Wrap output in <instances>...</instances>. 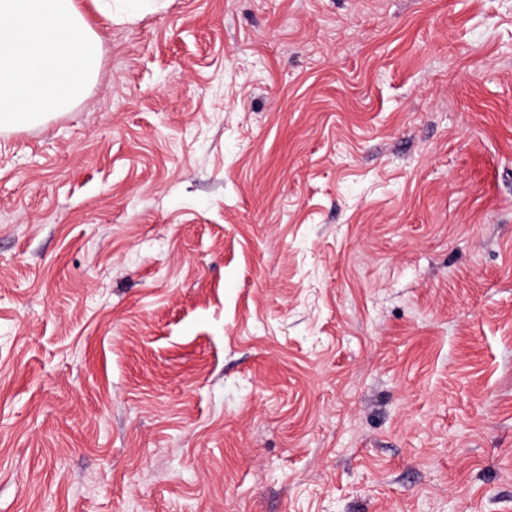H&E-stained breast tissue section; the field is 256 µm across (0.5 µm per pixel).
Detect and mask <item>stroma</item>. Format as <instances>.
<instances>
[{"label":"stroma","mask_w":512,"mask_h":512,"mask_svg":"<svg viewBox=\"0 0 512 512\" xmlns=\"http://www.w3.org/2000/svg\"><path fill=\"white\" fill-rule=\"evenodd\" d=\"M0 131V512H512V0H114Z\"/></svg>","instance_id":"obj_1"}]
</instances>
